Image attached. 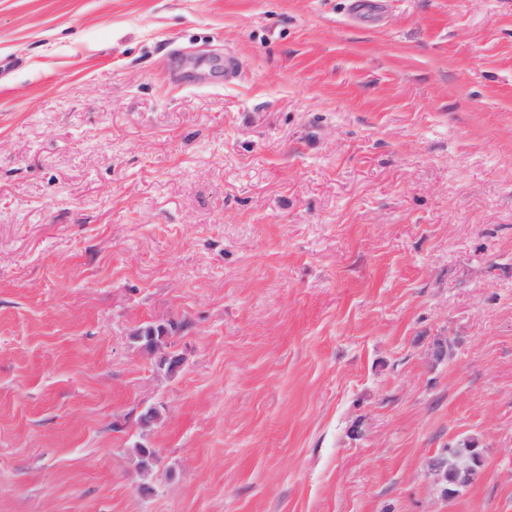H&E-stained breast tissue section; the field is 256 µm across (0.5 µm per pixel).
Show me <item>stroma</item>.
Returning a JSON list of instances; mask_svg holds the SVG:
<instances>
[{
    "label": "stroma",
    "mask_w": 512,
    "mask_h": 512,
    "mask_svg": "<svg viewBox=\"0 0 512 512\" xmlns=\"http://www.w3.org/2000/svg\"><path fill=\"white\" fill-rule=\"evenodd\" d=\"M384 3L0 0V512H512V0ZM473 445L463 441L457 448L448 450V457L445 461V469L448 467V494L454 490L449 486L465 485L477 474L479 461Z\"/></svg>",
    "instance_id": "1"
}]
</instances>
